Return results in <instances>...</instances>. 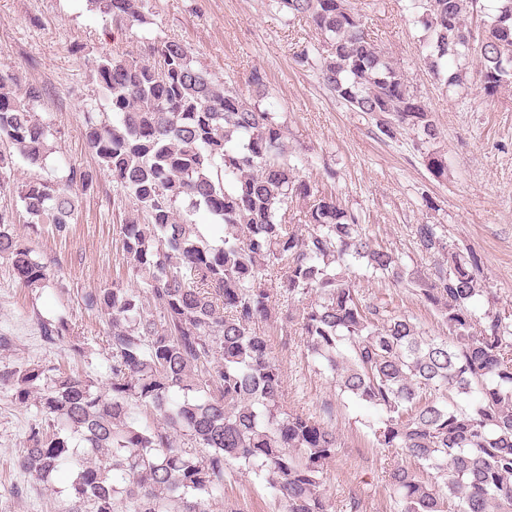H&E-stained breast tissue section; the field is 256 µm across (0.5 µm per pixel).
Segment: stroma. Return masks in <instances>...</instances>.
Listing matches in <instances>:
<instances>
[{
    "instance_id": "35a3bbf8",
    "label": "stroma",
    "mask_w": 512,
    "mask_h": 512,
    "mask_svg": "<svg viewBox=\"0 0 512 512\" xmlns=\"http://www.w3.org/2000/svg\"><path fill=\"white\" fill-rule=\"evenodd\" d=\"M405 3L374 0L363 10L364 21L435 115L440 135L431 148L448 158V172L439 178L428 170L414 133L392 139L376 134L371 120L336 99L315 70L296 64L300 50L319 45L321 36L275 0H151L149 23L123 31L89 11L86 0H0V65L15 69L22 83L47 88L38 113L54 129L47 165L57 179L72 166L96 170L82 130L86 108L101 96L93 71L99 56L171 37L217 80L259 71L269 92L264 108L283 123L292 156L306 161L303 179L333 189L407 270L431 264L412 240V225H436L448 244L470 249L480 260L476 315L491 310L511 323L512 84L486 95L478 63L469 60L462 83L446 87L423 61L425 32L409 22ZM77 43L83 51L75 56L70 49ZM130 214L111 178L99 173L94 190L81 199L69 237L57 238L47 224L16 222L22 242L52 274L46 286L31 290L0 259V334L13 339L10 350H0V366L65 363L94 382L106 381L111 360L102 344L105 319L86 310L82 297L110 287L116 277L128 287L141 286L139 277L128 274L121 246L120 226ZM354 272L364 294L386 297L427 335H444L438 313L410 289L370 278L359 266ZM44 320L67 321L70 337L45 344ZM270 343L281 360L287 408L309 412L336 431L337 454L323 485L331 512H397L388 476L398 459L374 446L370 430L378 413L341 394L308 356L302 337L285 346L274 335ZM36 414L35 405L15 403L0 391V512H66L71 504L75 471L42 483L15 465ZM234 502L250 512H281L266 479L238 467L228 470L224 501L212 510Z\"/></svg>"
}]
</instances>
